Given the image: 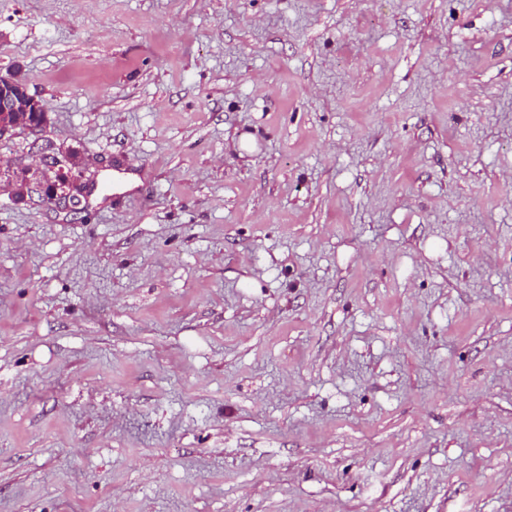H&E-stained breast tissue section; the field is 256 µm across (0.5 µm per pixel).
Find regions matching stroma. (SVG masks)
Segmentation results:
<instances>
[{
  "instance_id": "obj_1",
  "label": "stroma",
  "mask_w": 512,
  "mask_h": 512,
  "mask_svg": "<svg viewBox=\"0 0 512 512\" xmlns=\"http://www.w3.org/2000/svg\"><path fill=\"white\" fill-rule=\"evenodd\" d=\"M99 190L0 189V512H512V0H0Z\"/></svg>"
}]
</instances>
